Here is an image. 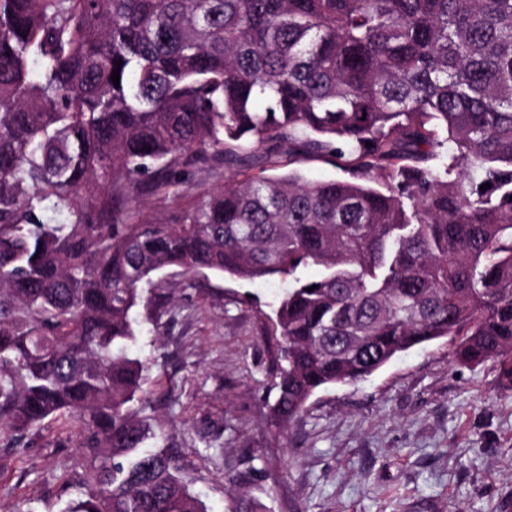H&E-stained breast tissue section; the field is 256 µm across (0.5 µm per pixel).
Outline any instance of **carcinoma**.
<instances>
[{"label": "carcinoma", "instance_id": "cac0c4a2", "mask_svg": "<svg viewBox=\"0 0 512 512\" xmlns=\"http://www.w3.org/2000/svg\"><path fill=\"white\" fill-rule=\"evenodd\" d=\"M166 269L288 283L284 431L442 339L512 390V0H0V438L80 422L67 512H207L131 353ZM292 167H300L307 177L314 180H328L344 176L340 169L322 161H308L302 165H291L289 168ZM235 169L224 171V164L217 167L203 168L191 177L190 182L187 185L190 194L196 198H200L205 193L213 188L224 187L228 184V175L237 173ZM225 175L227 177L225 178Z\"/></svg>", "mask_w": 512, "mask_h": 512}]
</instances>
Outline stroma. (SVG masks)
<instances>
[{
  "label": "stroma",
  "mask_w": 512,
  "mask_h": 512,
  "mask_svg": "<svg viewBox=\"0 0 512 512\" xmlns=\"http://www.w3.org/2000/svg\"><path fill=\"white\" fill-rule=\"evenodd\" d=\"M283 293L201 277L133 312L157 430L208 512L235 497L265 512H512V393L493 363H460L447 341L318 390L279 430L267 326ZM79 435L48 423L22 453L0 440V512H66L88 469Z\"/></svg>",
  "instance_id": "35a3bbf8"
}]
</instances>
